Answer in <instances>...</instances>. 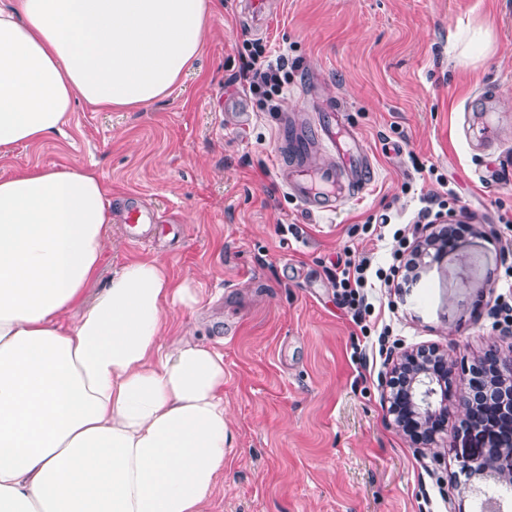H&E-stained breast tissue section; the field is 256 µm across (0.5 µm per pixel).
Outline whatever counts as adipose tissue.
<instances>
[{"instance_id":"1","label":"adipose tissue","mask_w":512,"mask_h":512,"mask_svg":"<svg viewBox=\"0 0 512 512\" xmlns=\"http://www.w3.org/2000/svg\"><path fill=\"white\" fill-rule=\"evenodd\" d=\"M212 0L0 7V157L64 135L76 102L142 109L198 58ZM112 225L85 166L0 175V512H203L229 437L224 355L166 346L199 302L153 258L86 300Z\"/></svg>"}]
</instances>
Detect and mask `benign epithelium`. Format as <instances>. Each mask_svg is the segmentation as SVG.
<instances>
[{"mask_svg": "<svg viewBox=\"0 0 512 512\" xmlns=\"http://www.w3.org/2000/svg\"><path fill=\"white\" fill-rule=\"evenodd\" d=\"M492 366L497 378L498 394L508 411H512V347L502 351L492 345L481 359L465 367L454 351L436 348H420L392 356L390 370L381 381L382 399L388 416L395 426H400L399 412L408 403L415 418L425 424L439 416L448 418V407L464 412L463 427L467 433L476 428L474 421V393L482 388L479 372ZM418 445L428 449L432 457L441 456L447 450L448 438L431 430L426 432ZM471 472L493 480H512V444L504 445L484 456L473 459Z\"/></svg>", "mask_w": 512, "mask_h": 512, "instance_id": "1", "label": "benign epithelium"}]
</instances>
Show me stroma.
<instances>
[{
    "label": "stroma",
    "instance_id": "35a3bbf8",
    "mask_svg": "<svg viewBox=\"0 0 512 512\" xmlns=\"http://www.w3.org/2000/svg\"><path fill=\"white\" fill-rule=\"evenodd\" d=\"M252 22L242 0H214L203 47L172 93L146 109L77 105L68 138L16 148L0 174L93 167L112 187V231L94 297L113 268L165 260L200 287L172 307V343L195 336L224 354L233 451L206 512H477L480 481L459 443L420 454L387 418L376 336L336 303L326 268L370 250L388 266L395 229L423 196L453 189L465 226L375 296L396 351L432 345L466 363L508 347L498 296L512 277V0H271ZM287 59L274 112L234 82L244 44ZM341 103L367 142L373 186L334 214L312 215L284 185L293 115ZM152 221L135 247L128 216ZM389 214L382 241L368 217Z\"/></svg>",
    "mask_w": 512,
    "mask_h": 512
}]
</instances>
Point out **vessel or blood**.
<instances>
[{
  "instance_id": "b4317fda",
  "label": "vessel or blood",
  "mask_w": 512,
  "mask_h": 512,
  "mask_svg": "<svg viewBox=\"0 0 512 512\" xmlns=\"http://www.w3.org/2000/svg\"><path fill=\"white\" fill-rule=\"evenodd\" d=\"M343 115L329 108L312 127H296L288 142L294 162H301L311 141H319L336 153L333 164L300 172L290 189L304 210L310 213L337 212L371 185L374 170L371 153L358 134L342 135L337 125Z\"/></svg>"
}]
</instances>
